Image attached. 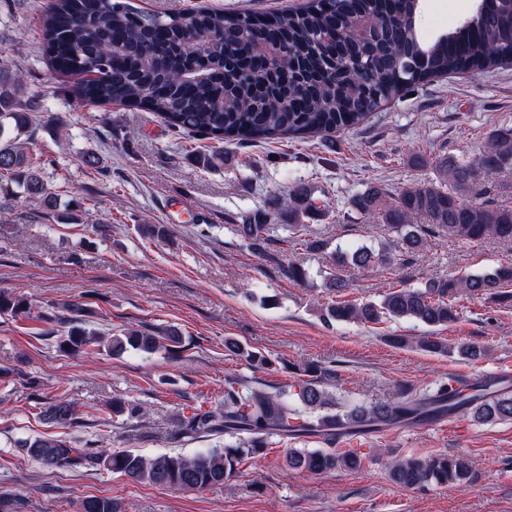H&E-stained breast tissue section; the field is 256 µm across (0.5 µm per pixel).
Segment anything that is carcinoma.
Masks as SVG:
<instances>
[{
    "label": "carcinoma",
    "mask_w": 512,
    "mask_h": 512,
    "mask_svg": "<svg viewBox=\"0 0 512 512\" xmlns=\"http://www.w3.org/2000/svg\"><path fill=\"white\" fill-rule=\"evenodd\" d=\"M420 0H314L299 11L260 17L196 10L156 14L129 0H49L41 9L40 50L62 74L92 72L96 77L78 89L79 97L95 104H120L155 113L180 133L224 140L257 142L280 136L341 132L359 126L368 115L432 77L452 72H480L512 63V0H484L473 23L443 33L431 41L419 36L415 19ZM399 15L368 41L358 34L368 14ZM279 44L283 66L272 72L253 58L240 72L225 75V55L258 45ZM35 94L20 65L0 58V180L22 189L23 197L52 212L58 195L45 183L43 169L54 160L33 153L20 139L30 125ZM436 178L417 182L391 198L372 186L353 199L361 213L381 218L397 234L408 255L423 251L427 237L445 232L469 241L497 238L512 241V206L478 200L487 193L482 178L512 174V128L490 133V147L477 160L464 162L448 153L435 158ZM315 210L313 189L295 185L288 197L274 196L233 227L252 250L263 253L272 242V215H288V232L303 236V219ZM332 273L324 287L341 294L347 287L342 268L372 267L382 253L362 246L328 253ZM483 298L512 303V262L462 276L431 275L423 286L385 293L380 301L336 299L324 316L341 323H379L384 319L415 321L428 335L413 342L407 336H386L394 347L415 343L431 355H457L466 361L486 357L473 342L453 346L434 331L457 319L458 299ZM0 314L37 320L60 332L57 349L64 356L106 351L120 354L131 348L146 354L184 351L185 339L173 328H126L104 336L91 328L94 313L80 302L66 303L52 314L33 313L30 301L0 292ZM224 355L269 369L274 361L232 336L224 337ZM335 372L329 365L310 363L285 389L250 387L236 375H224V410L188 407L179 412L175 434L199 439L229 436L222 448L194 456L162 454L148 457L132 451L104 452L74 448L54 436L18 442L23 453L42 467L79 468L96 463L137 483L179 491L222 486L249 456L276 436L288 442L317 437L325 448H290L288 467L298 472L356 471L366 454L341 450V436L433 421L457 411L483 424L512 420V390L479 384L464 394L451 382L431 393L410 392L392 400L339 405L325 389ZM40 416L49 424L68 428L79 422L77 407L62 398L41 402ZM394 483L413 489L427 484L454 485L471 474L462 454L394 457L386 461ZM79 512H119L110 497L82 499Z\"/></svg>",
    "instance_id": "cac0c4a2"
}]
</instances>
